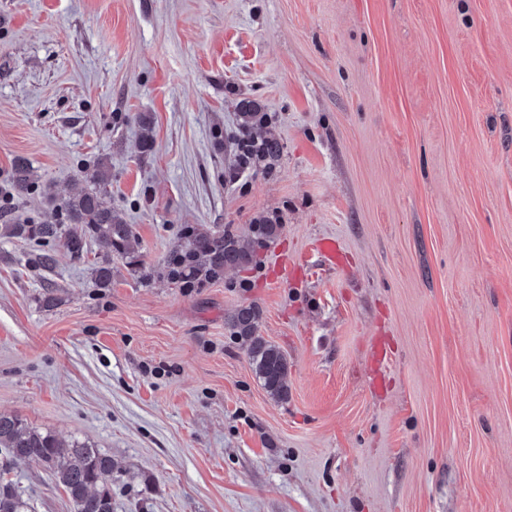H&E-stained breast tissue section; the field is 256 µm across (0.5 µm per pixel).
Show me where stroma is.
I'll use <instances>...</instances> for the list:
<instances>
[{
	"label": "stroma",
	"mask_w": 512,
	"mask_h": 512,
	"mask_svg": "<svg viewBox=\"0 0 512 512\" xmlns=\"http://www.w3.org/2000/svg\"><path fill=\"white\" fill-rule=\"evenodd\" d=\"M244 98L273 165L239 164ZM101 158L131 257L6 237ZM20 160L0 412L111 456L112 512H512V0H0L4 192ZM187 227L250 262L184 287ZM247 305L287 400L227 325Z\"/></svg>",
	"instance_id": "35a3bbf8"
}]
</instances>
